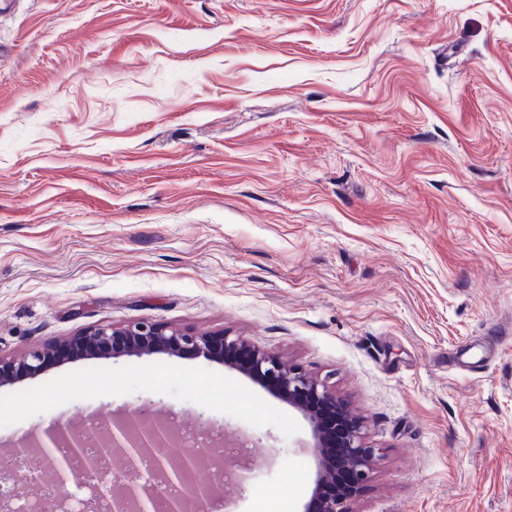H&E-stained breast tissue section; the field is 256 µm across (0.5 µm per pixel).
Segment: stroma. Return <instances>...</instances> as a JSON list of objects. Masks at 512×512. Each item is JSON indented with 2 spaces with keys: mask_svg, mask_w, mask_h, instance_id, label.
<instances>
[{
  "mask_svg": "<svg viewBox=\"0 0 512 512\" xmlns=\"http://www.w3.org/2000/svg\"><path fill=\"white\" fill-rule=\"evenodd\" d=\"M147 320L351 402L356 512H512V0H0V353ZM247 436L231 512H303L304 415L224 362L0 384V450L142 403Z\"/></svg>",
  "mask_w": 512,
  "mask_h": 512,
  "instance_id": "stroma-1",
  "label": "stroma"
}]
</instances>
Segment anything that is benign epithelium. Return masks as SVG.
<instances>
[{"instance_id":"7a95c632","label":"benign epithelium","mask_w":512,"mask_h":512,"mask_svg":"<svg viewBox=\"0 0 512 512\" xmlns=\"http://www.w3.org/2000/svg\"><path fill=\"white\" fill-rule=\"evenodd\" d=\"M224 346L235 347L242 355L225 364L253 378H269L276 382L277 393L289 405L296 408L307 418L311 429L310 452L318 465V473L313 496L320 495L322 487L346 474L354 492L364 486L376 458L375 449L367 445L363 427L352 424L337 446L328 444L324 434V421L317 411L320 403L336 410L342 416L350 415L348 400L336 390L329 387L318 377L299 367L285 363L274 352L259 345L252 344L239 337L231 338L220 335ZM75 339L83 342L88 354L101 355L112 342L121 341V353L167 352L178 355L184 349L192 350L196 355L207 359H217L219 355L212 350L214 335L190 334L182 330L164 326L150 321H140L124 327L101 326L82 331ZM67 340H53L42 346L28 349L18 355L0 354V382L16 379L20 376L34 375L44 363L65 360L64 349ZM151 404L143 403L124 416L112 421L110 429L101 438L102 447L110 452L122 453L128 461L129 475L119 481L107 480V491L94 486L92 502L105 503L111 512H151L154 502L166 496L168 489L179 486L184 481L185 471L208 455V449L201 447L194 454L186 455L177 466L169 464V453L174 450L173 441L166 432L165 425L156 423L145 427L143 420L148 415ZM93 436L85 430L66 429L58 421L43 431V437L35 439L41 448H54L66 444L74 452L82 454L85 470L92 476L99 475V456L96 452L86 453ZM149 454L156 470L157 480L144 481L140 477L138 458ZM69 458L48 455V485L54 496L64 500L74 498L67 487ZM211 490L202 487H187L179 499L168 502L167 512H204L201 504L212 500ZM354 500L325 498L321 501L318 512H355Z\"/></svg>"}]
</instances>
